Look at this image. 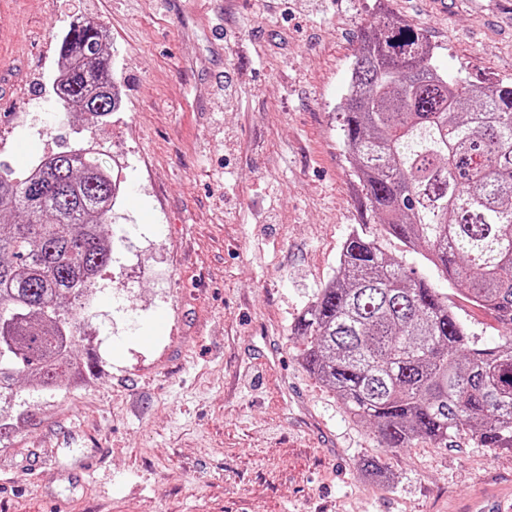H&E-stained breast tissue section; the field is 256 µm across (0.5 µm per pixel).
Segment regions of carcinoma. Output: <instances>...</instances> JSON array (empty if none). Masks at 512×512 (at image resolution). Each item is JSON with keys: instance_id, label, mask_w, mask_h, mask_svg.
<instances>
[{"instance_id": "obj_1", "label": "carcinoma", "mask_w": 512, "mask_h": 512, "mask_svg": "<svg viewBox=\"0 0 512 512\" xmlns=\"http://www.w3.org/2000/svg\"><path fill=\"white\" fill-rule=\"evenodd\" d=\"M54 83L65 112L102 116L119 98L102 25L73 20ZM343 144L385 235L425 258L474 305L512 327V81L451 78L424 31L386 13L363 30L341 106ZM119 188L103 155L75 147L21 177L0 170V436L24 416L15 376L56 389L79 371L72 348L87 297L112 262ZM304 365L376 429L385 447L461 432L512 448V335L473 346L448 295L415 278L377 239L354 233L336 276L300 319ZM362 476L386 484L375 460Z\"/></svg>"}]
</instances>
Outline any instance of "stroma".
I'll list each match as a JSON object with an SVG mask.
<instances>
[{
	"instance_id": "1",
	"label": "stroma",
	"mask_w": 512,
	"mask_h": 512,
	"mask_svg": "<svg viewBox=\"0 0 512 512\" xmlns=\"http://www.w3.org/2000/svg\"><path fill=\"white\" fill-rule=\"evenodd\" d=\"M492 0H0V162L93 141L125 185L112 264L78 363L85 382L14 390L0 440V512H455L487 487L512 497V448L457 440L385 448L301 363L297 320L345 240L378 237L415 277L419 252L383 236L347 159L339 111L378 12L421 27L444 71L512 79ZM106 28L118 107L59 111V37ZM479 345L507 330L456 290ZM390 485L366 482L365 460Z\"/></svg>"
}]
</instances>
